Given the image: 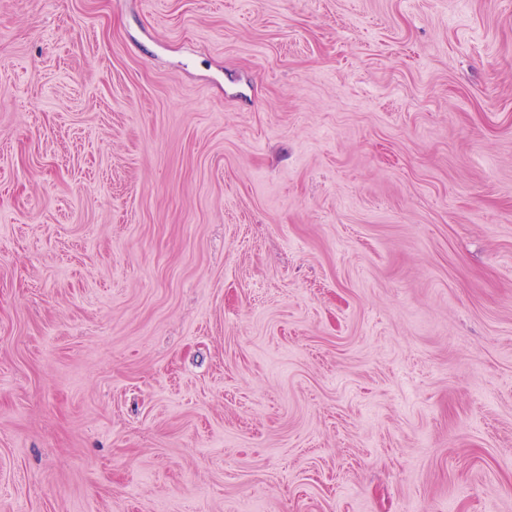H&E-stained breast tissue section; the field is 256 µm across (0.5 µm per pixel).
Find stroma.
Wrapping results in <instances>:
<instances>
[{"instance_id": "obj_1", "label": "stroma", "mask_w": 512, "mask_h": 512, "mask_svg": "<svg viewBox=\"0 0 512 512\" xmlns=\"http://www.w3.org/2000/svg\"><path fill=\"white\" fill-rule=\"evenodd\" d=\"M0 512H512V0H0Z\"/></svg>"}]
</instances>
